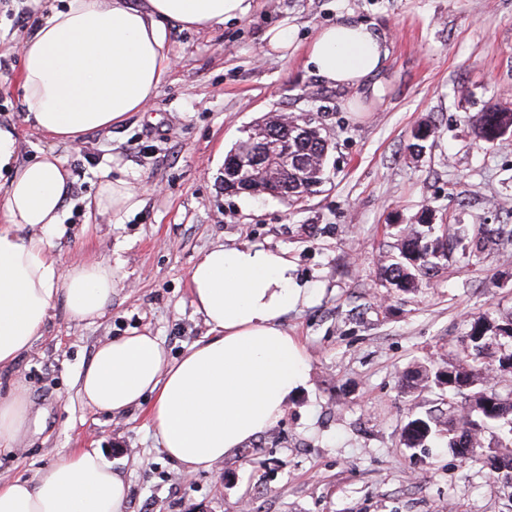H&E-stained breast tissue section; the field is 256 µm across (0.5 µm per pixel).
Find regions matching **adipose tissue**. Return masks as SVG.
<instances>
[{
	"mask_svg": "<svg viewBox=\"0 0 512 512\" xmlns=\"http://www.w3.org/2000/svg\"><path fill=\"white\" fill-rule=\"evenodd\" d=\"M252 0H64L26 34L19 83L23 120L62 143L124 122L144 109L172 62L167 22L206 30L246 17ZM386 39L373 23L320 28L305 65L327 84L359 88L384 65ZM19 142L0 126V372L39 336L58 295L72 320L95 321L112 303L116 275L106 261L59 267L51 240L63 232L69 173L53 151L18 160ZM136 179L99 174L87 214L116 223L144 206ZM285 252L256 245L205 251L189 273L191 300L209 340L177 361L149 334L101 343L79 378L90 408L119 415L147 406L168 458L187 476L211 471L273 428L308 362L283 322L307 301ZM32 418L24 386L0 391V447L19 448ZM127 485L103 455L77 448L31 479L0 480V512H126Z\"/></svg>",
	"mask_w": 512,
	"mask_h": 512,
	"instance_id": "1",
	"label": "adipose tissue"
}]
</instances>
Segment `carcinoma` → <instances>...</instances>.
Masks as SVG:
<instances>
[{
  "label": "carcinoma",
  "instance_id": "cac0c4a2",
  "mask_svg": "<svg viewBox=\"0 0 512 512\" xmlns=\"http://www.w3.org/2000/svg\"><path fill=\"white\" fill-rule=\"evenodd\" d=\"M512 127V111L493 105L481 113L475 121L476 138L489 141L502 128ZM284 127L271 124L261 127L254 124L244 138L224 159V178L232 184L246 183L253 187L251 194H268L299 203L302 194L316 192L322 183L325 164H313L315 160H327L330 142L319 130L289 140L292 161L279 177L268 182L262 166L237 162L238 150L255 142V149L275 142L273 135L282 134ZM398 255L381 268L382 279L398 290H407L415 283L431 275L439 263L435 255L440 246L448 241V225L428 222L421 214L419 224L396 227ZM512 341V319L494 321L479 315L473 318L471 328L461 340V349L454 358L435 372L418 370L415 377L420 382L429 380L439 384L446 373L452 372L456 385L448 387L454 391L463 386L471 387L465 408L448 418L449 447L458 450L468 460L479 461L495 473L499 482L512 488V397L502 396L490 383V368L479 361V355L501 345V340ZM435 422L429 418L412 417L403 428L405 444L410 448L422 445L433 433ZM488 427L504 431L495 449H484L481 432Z\"/></svg>",
  "mask_w": 512,
  "mask_h": 512
}]
</instances>
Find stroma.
Returning <instances> with one entry per match:
<instances>
[{"label": "stroma", "instance_id": "1", "mask_svg": "<svg viewBox=\"0 0 512 512\" xmlns=\"http://www.w3.org/2000/svg\"><path fill=\"white\" fill-rule=\"evenodd\" d=\"M47 0H0V125L15 126L19 160L54 150L70 173L60 266L105 260L118 269L101 320L70 319L57 297L30 352L0 373L23 380L36 418L21 449H0V477L33 478L75 448L99 450L128 486L127 512H512V494L446 441L406 447L409 418L447 417L465 404L446 386L416 385L459 349L473 317L512 318V135L475 138L473 122L512 109V0H254L243 19L208 30L171 22L173 64L157 96L107 131L68 145L25 124L17 78L19 12ZM344 18L374 23L389 57L367 87L324 84L304 65L319 28ZM288 26L290 47L264 48ZM270 113L309 114L331 149L327 181L296 206L224 191V158ZM434 130L423 152L409 144ZM136 177L146 203L125 223L86 221L83 201L101 170ZM466 237L448 240L438 274L398 293L380 277L395 252L392 225L422 209ZM287 252L311 298L285 325L310 370L279 424L210 472L185 477L156 441L146 408L108 416L86 407L78 379L106 340L147 333L169 361L210 335L189 292L197 257L216 245Z\"/></svg>", "mask_w": 512, "mask_h": 512}]
</instances>
